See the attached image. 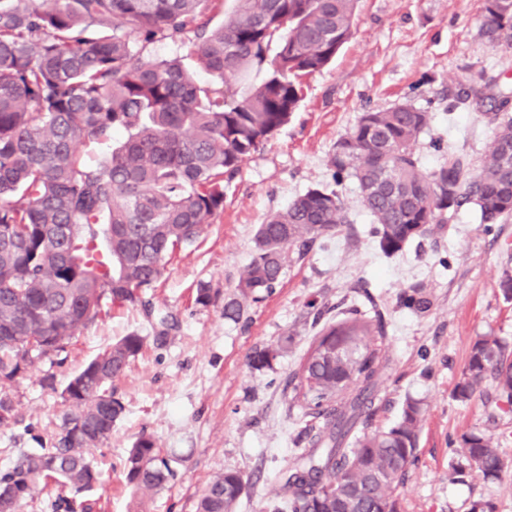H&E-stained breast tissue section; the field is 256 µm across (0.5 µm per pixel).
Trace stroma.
Wrapping results in <instances>:
<instances>
[{
  "mask_svg": "<svg viewBox=\"0 0 512 512\" xmlns=\"http://www.w3.org/2000/svg\"><path fill=\"white\" fill-rule=\"evenodd\" d=\"M482 8L483 0H359L353 37L327 68L306 78L305 98L288 124L225 182L223 213L148 291L151 314L113 308L66 352L18 376L9 390L15 419L0 427V470L48 445L70 379L136 331L147 341L115 383L126 410L95 452L100 480L86 499L99 501L103 512H196L210 479L233 470L243 478L237 512H271L288 496L285 474L310 449L300 436L303 398L291 379L318 332L315 318L355 307L384 324L383 335L366 339L381 356L367 430L393 426L406 398L426 407L401 512H471L477 501L512 512V471L498 480L453 477L457 460L448 448L449 439L482 431L512 460V416L489 425L483 399L453 396L478 336L492 333L512 346V300L499 290L512 265V216L488 232L465 207L449 228L388 257L370 234L356 183L335 185L330 171L337 141L362 112L403 102L432 116L416 145L424 169L439 166L445 148L465 150L480 163L493 136L487 105H450L473 90L512 97V46L482 36ZM312 187L337 189L349 224L292 256L273 292L248 305L241 322L226 320L224 301L251 260L258 224ZM201 287L212 296L209 304L195 300ZM412 288L422 291L426 309L403 305ZM161 316L171 328L159 344L153 336ZM287 336L291 345L270 367L249 366L253 351ZM142 434L176 461V478L152 493L135 489L123 470Z\"/></svg>",
  "mask_w": 512,
  "mask_h": 512,
  "instance_id": "1",
  "label": "stroma"
}]
</instances>
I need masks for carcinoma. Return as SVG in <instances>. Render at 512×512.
Wrapping results in <instances>:
<instances>
[{
  "instance_id": "cac0c4a2",
  "label": "carcinoma",
  "mask_w": 512,
  "mask_h": 512,
  "mask_svg": "<svg viewBox=\"0 0 512 512\" xmlns=\"http://www.w3.org/2000/svg\"><path fill=\"white\" fill-rule=\"evenodd\" d=\"M0 0V389L21 364L64 352L112 307L141 306L166 264L194 244L224 210V178L288 123L305 96L303 78L321 72L351 39L358 0ZM482 35L512 44V0H484ZM169 41L183 50L145 58ZM210 76L199 81L198 71ZM256 70L262 79L239 93ZM494 135L480 167L451 150L426 172L415 151L431 114L412 104L362 113L336 142L333 178L353 180L380 251L391 256L431 236L471 206L480 223L512 215V108L487 113ZM123 141L97 164L80 147ZM350 223L334 190L311 188L268 216L254 255L224 301L238 321L245 304L280 282L289 252L303 255ZM426 308L418 288L402 297ZM380 316L356 309L325 320L293 380L304 398L301 436L312 451L286 478L288 498L273 512H400L398 489L415 464L422 402L405 400L386 431L355 432L372 414ZM290 338L254 351L255 370L288 351ZM131 332L100 351L64 390L52 446L0 472V512H19L36 494L78 497L98 480L92 452L125 407L118 380L142 351ZM487 396L490 420L512 413V350L492 334L472 344L454 396ZM452 454L485 480L508 468L493 438L464 433ZM174 459L141 435L124 461L141 491L174 479ZM243 487L236 471L214 476L197 512H234Z\"/></svg>"
}]
</instances>
